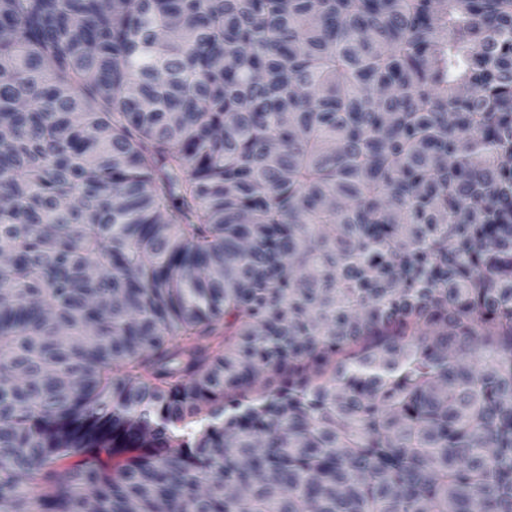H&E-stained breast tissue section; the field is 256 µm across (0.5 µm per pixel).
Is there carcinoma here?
<instances>
[{
  "mask_svg": "<svg viewBox=\"0 0 512 512\" xmlns=\"http://www.w3.org/2000/svg\"><path fill=\"white\" fill-rule=\"evenodd\" d=\"M0 31V512H512V0Z\"/></svg>",
  "mask_w": 512,
  "mask_h": 512,
  "instance_id": "obj_1",
  "label": "carcinoma"
}]
</instances>
